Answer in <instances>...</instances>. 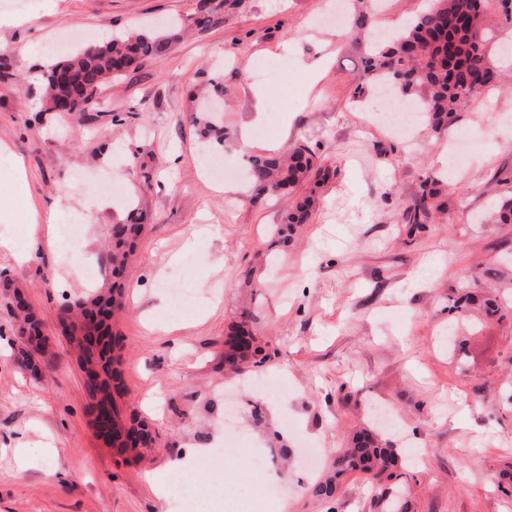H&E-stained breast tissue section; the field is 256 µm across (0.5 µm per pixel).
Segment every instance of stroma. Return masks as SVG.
<instances>
[{
	"label": "stroma",
	"mask_w": 512,
	"mask_h": 512,
	"mask_svg": "<svg viewBox=\"0 0 512 512\" xmlns=\"http://www.w3.org/2000/svg\"><path fill=\"white\" fill-rule=\"evenodd\" d=\"M336 2L0 0V58L10 63L0 77V198L24 200L0 218V237L14 243L0 248V272L47 336L37 378L17 362L0 303V512H172L146 474L165 483L173 464L209 457L231 400L251 447L200 472L206 512H250L252 486L270 482L278 493L262 512H512L502 477L512 473V224L487 211L512 172V59H496L493 90L461 104L453 128L420 123L407 141L366 108L376 88L347 36L366 0H344L341 26L329 18ZM148 29L170 35L166 50L107 84L99 110L46 111L51 42ZM299 56L322 60L318 77L295 66ZM205 92L220 95L228 164L305 144L334 170L288 249L273 245L271 227L291 196L255 204L203 176L205 141L190 116ZM461 135L470 147L453 161L452 186L437 159ZM141 162L153 175L145 188L132 173ZM98 171L124 180L147 217L113 325L121 403L154 436L136 458L98 437L57 328L63 298L86 290L82 263H103L112 225L128 214L82 186ZM428 178L438 194L413 231L405 215ZM52 218L81 225L84 253L48 244ZM33 238L42 246L26 253ZM170 278L195 290L189 308L173 309L159 286ZM495 292L502 318L448 309L449 297ZM241 320L267 355L245 377L224 371V340ZM272 378L287 380L288 396L251 385ZM380 429L404 459L394 476L349 472L333 498L315 496L352 436ZM305 441L319 453L310 470Z\"/></svg>",
	"instance_id": "35a3bbf8"
}]
</instances>
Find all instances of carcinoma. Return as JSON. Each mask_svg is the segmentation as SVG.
Wrapping results in <instances>:
<instances>
[{
    "label": "carcinoma",
    "mask_w": 512,
    "mask_h": 512,
    "mask_svg": "<svg viewBox=\"0 0 512 512\" xmlns=\"http://www.w3.org/2000/svg\"><path fill=\"white\" fill-rule=\"evenodd\" d=\"M432 6L417 15L403 30L397 31L383 45L371 41L372 22L361 15L350 35L364 43L362 59L365 74L384 85L397 81L406 95L417 94L423 104V116L435 133L451 129L457 120V108L481 89L493 85L497 71L491 62L487 46L475 38L485 15L496 8L505 18L512 17V0H431ZM165 39L145 33H133L125 38L94 43L81 53L50 65L43 77L42 93L46 111L54 112L59 103L68 105V113L80 116L86 101L99 98L110 80H117L138 70L143 61L160 51ZM331 170L319 163L313 149L298 145L284 154L253 155L249 161V187L252 201L257 203L278 194H293L295 199L285 216V223L307 224L315 210V187L327 182ZM495 221L512 224V191H505L492 202ZM144 230L142 217L112 229V239L106 245L108 275L112 287L93 294L66 299L60 305L59 318L79 355L87 381L84 385L89 399V414L98 421L105 435L117 440L134 434L136 443L119 451H135L148 446L152 433L135 415L125 419L112 405V413H103L98 397L118 381L112 317L120 305L116 287L124 273L129 256ZM12 330L26 339L19 350L18 362L33 375H39L37 354L41 353L40 338L31 333L41 320L30 307L13 306ZM257 367L265 357L253 347L251 333L240 323L224 340V367L238 372L247 362ZM400 458L393 445L377 434L359 433L350 448L339 458L336 474L347 464L366 473L380 476L396 466Z\"/></svg>",
    "instance_id": "1"
}]
</instances>
